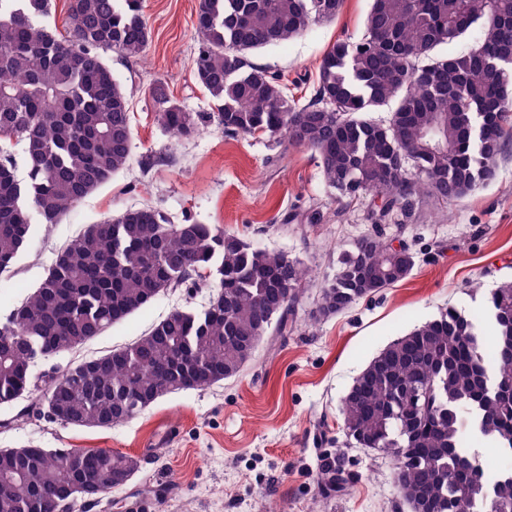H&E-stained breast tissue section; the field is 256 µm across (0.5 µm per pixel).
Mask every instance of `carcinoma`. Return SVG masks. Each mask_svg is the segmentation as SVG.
Instances as JSON below:
<instances>
[{
	"label": "carcinoma",
	"instance_id": "1",
	"mask_svg": "<svg viewBox=\"0 0 512 512\" xmlns=\"http://www.w3.org/2000/svg\"><path fill=\"white\" fill-rule=\"evenodd\" d=\"M342 0H198L196 78L220 102L228 132L268 134L321 159L327 188L372 194L374 215L410 212L421 194L474 193L512 140V0H372L366 33L322 59L315 102L288 99L253 49L286 42ZM50 0H0V277L29 247L32 213L55 224L123 169L130 157L128 100L100 51L141 56L150 33L142 0H70L69 33L45 23ZM481 23L480 44L445 59L433 51ZM165 127L193 130L190 113L152 92ZM395 103L386 124L363 117ZM23 144L18 178L12 142ZM214 265L221 279L200 314L172 311L145 336L55 372L43 397L58 420L108 428L163 395L237 375L267 336H281L311 279L298 259L210 224H170L156 208L90 224L61 250L38 288L0 322V404L31 392L37 358L69 352L160 294ZM413 253L360 237L321 285L327 317L407 278ZM487 336L454 307L382 349L341 406L350 443L393 456L411 512H512V469L485 479L474 440L512 459V282L490 292ZM141 467L109 449L0 448V512H57L71 489L84 508Z\"/></svg>",
	"mask_w": 512,
	"mask_h": 512
}]
</instances>
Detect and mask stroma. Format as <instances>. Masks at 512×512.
Masks as SVG:
<instances>
[{
    "instance_id": "35a3bbf8",
    "label": "stroma",
    "mask_w": 512,
    "mask_h": 512,
    "mask_svg": "<svg viewBox=\"0 0 512 512\" xmlns=\"http://www.w3.org/2000/svg\"><path fill=\"white\" fill-rule=\"evenodd\" d=\"M372 0H343L336 18L302 36L251 52L298 105L308 104L323 55L360 40ZM151 31L145 54L106 59L129 103L127 166L57 224L32 221L29 249L0 280V321L45 278L56 252L91 224L153 206L175 224H211L300 258L312 269L288 334L262 341L234 377L166 394L112 428H80L48 416L37 393L0 404V448H106L138 456L139 472L90 512H409L393 458L348 445L341 402L354 378L391 341L454 307L483 318L490 290L512 280V144L495 177L453 202L420 197L414 210L375 223L366 195L339 198L322 180L317 153L265 135L224 131L219 104L198 83V0H142ZM164 86L196 131L173 136L151 92ZM366 234L403 244L411 274L330 316L313 319L320 284ZM215 270L167 291L103 335L47 360L50 373L108 354L147 334L173 310L203 312ZM340 471L322 489L324 465Z\"/></svg>"
}]
</instances>
